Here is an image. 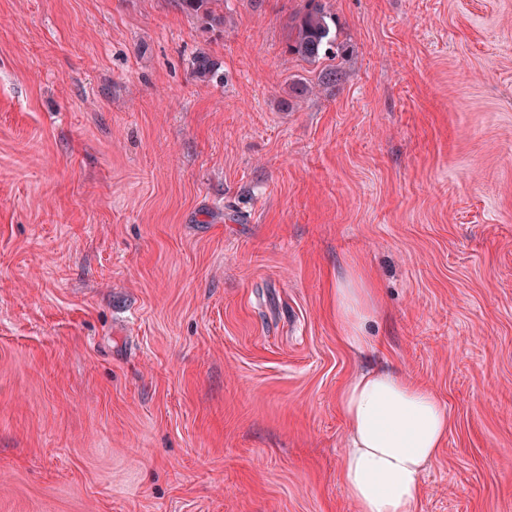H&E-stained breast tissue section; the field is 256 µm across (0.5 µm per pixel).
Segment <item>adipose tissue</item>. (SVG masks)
<instances>
[{
    "mask_svg": "<svg viewBox=\"0 0 512 512\" xmlns=\"http://www.w3.org/2000/svg\"><path fill=\"white\" fill-rule=\"evenodd\" d=\"M374 291L361 273L336 285V327L344 344L363 353ZM347 445L339 477L356 512H419L423 469L448 436L447 406L428 386L387 368L356 373L338 398Z\"/></svg>",
    "mask_w": 512,
    "mask_h": 512,
    "instance_id": "adipose-tissue-1",
    "label": "adipose tissue"
}]
</instances>
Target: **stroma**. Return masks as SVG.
<instances>
[{
	"instance_id": "35a3bbf8",
	"label": "stroma",
	"mask_w": 512,
	"mask_h": 512,
	"mask_svg": "<svg viewBox=\"0 0 512 512\" xmlns=\"http://www.w3.org/2000/svg\"><path fill=\"white\" fill-rule=\"evenodd\" d=\"M323 4L0 0V512H355L375 366L451 415L419 512H512V0ZM179 4L189 12L198 13L203 11L211 22L221 24L224 22V0H179ZM214 4L219 8L222 7L223 13H218L216 9L208 7ZM328 19L322 0H305L293 19L288 51L307 61L326 57L335 42ZM373 299V288L368 287L360 272H353L336 284V327L344 344L356 353L369 351L374 345L365 333V325L375 311Z\"/></svg>"
}]
</instances>
